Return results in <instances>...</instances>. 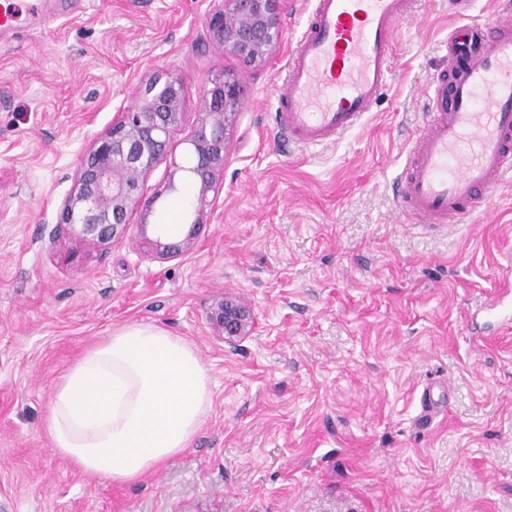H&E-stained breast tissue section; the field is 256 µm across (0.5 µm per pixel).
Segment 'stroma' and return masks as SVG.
I'll list each match as a JSON object with an SVG mask.
<instances>
[{
  "label": "stroma",
  "mask_w": 512,
  "mask_h": 512,
  "mask_svg": "<svg viewBox=\"0 0 512 512\" xmlns=\"http://www.w3.org/2000/svg\"><path fill=\"white\" fill-rule=\"evenodd\" d=\"M453 0H413L392 80L333 143L282 135L276 89L311 9L288 0L275 56L244 66L205 39L212 0H10L0 34V512H512V327L486 311L512 294V183L472 223L411 224L396 192L423 87L447 67ZM182 79L173 154L207 78L249 94L224 188L182 256L138 246V228L87 252L56 230L90 141L156 71ZM162 199L150 227L187 228L197 188ZM232 295L256 328L225 346L210 319ZM183 337L208 368L212 407L193 445L141 481L78 471L44 428L52 384L133 323ZM435 415L419 422L422 390Z\"/></svg>",
  "instance_id": "obj_1"
}]
</instances>
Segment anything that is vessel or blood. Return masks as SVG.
<instances>
[{
	"label": "vessel or blood",
	"instance_id": "1",
	"mask_svg": "<svg viewBox=\"0 0 512 512\" xmlns=\"http://www.w3.org/2000/svg\"><path fill=\"white\" fill-rule=\"evenodd\" d=\"M307 27L277 89L284 136L318 147L356 127L391 80L390 56L408 0H312ZM428 122L398 196L414 222L468 223L512 181V24L448 35V69L424 88Z\"/></svg>",
	"mask_w": 512,
	"mask_h": 512
}]
</instances>
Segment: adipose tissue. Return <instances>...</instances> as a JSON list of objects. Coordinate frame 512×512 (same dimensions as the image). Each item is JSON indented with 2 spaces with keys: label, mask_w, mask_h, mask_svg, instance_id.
Segmentation results:
<instances>
[{
  "label": "adipose tissue",
  "mask_w": 512,
  "mask_h": 512,
  "mask_svg": "<svg viewBox=\"0 0 512 512\" xmlns=\"http://www.w3.org/2000/svg\"><path fill=\"white\" fill-rule=\"evenodd\" d=\"M211 404L210 376L192 345L132 323L57 379L45 428L80 471L123 485L189 448Z\"/></svg>",
  "instance_id": "adipose-tissue-1"
}]
</instances>
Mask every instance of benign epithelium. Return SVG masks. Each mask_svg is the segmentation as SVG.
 Returning a JSON list of instances; mask_svg holds the SVG:
<instances>
[{
  "label": "benign epithelium",
  "mask_w": 512,
  "mask_h": 512,
  "mask_svg": "<svg viewBox=\"0 0 512 512\" xmlns=\"http://www.w3.org/2000/svg\"><path fill=\"white\" fill-rule=\"evenodd\" d=\"M288 0H213L206 20L212 43L247 66H261L276 52ZM246 88L238 75L224 71L207 79L205 107L185 142L190 145V165L178 170L200 184L191 228L179 244L147 234L148 217L164 195L178 191L175 173L149 198L144 178L167 156L170 135L184 116L181 79L162 71L152 75L134 104L112 120V125L86 148L73 176V188L62 201L57 224L79 237L90 250H102L124 236L127 226H140V243L151 255L170 259L188 251L198 225L204 223L214 197L224 184V161ZM213 192V199L206 192ZM224 332V344L233 348L249 335L254 321L250 310L226 298L212 312Z\"/></svg>",
  "instance_id": "7a95c632"
}]
</instances>
